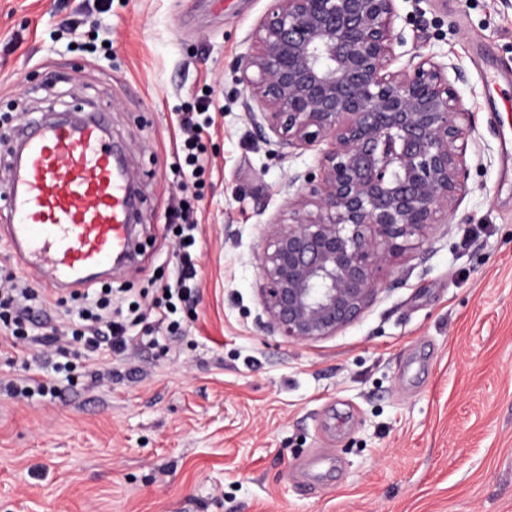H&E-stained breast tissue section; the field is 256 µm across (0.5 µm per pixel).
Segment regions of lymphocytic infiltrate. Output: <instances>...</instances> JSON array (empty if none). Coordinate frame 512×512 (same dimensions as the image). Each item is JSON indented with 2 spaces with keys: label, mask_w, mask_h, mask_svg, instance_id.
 <instances>
[{
  "label": "lymphocytic infiltrate",
  "mask_w": 512,
  "mask_h": 512,
  "mask_svg": "<svg viewBox=\"0 0 512 512\" xmlns=\"http://www.w3.org/2000/svg\"><path fill=\"white\" fill-rule=\"evenodd\" d=\"M167 222L177 225V237L181 241V266L174 283L165 284L163 295L149 301L145 309H132L128 321L115 319L112 309L113 289L109 286L76 290L71 294L73 305L67 326L56 329L48 337L54 359L55 372L70 368L67 360L70 347L85 344L92 347L108 346L115 354L127 349L126 331L128 323L139 322L144 311L150 310L160 320H168L176 314L179 304L189 302L196 292L197 268L190 250L189 241L194 237L193 221L180 219L178 212H171ZM52 305V297L46 289L21 280L13 273L0 276V326L10 332L13 342L20 343L29 338L28 327L38 321Z\"/></svg>",
  "instance_id": "f902f5d3"
}]
</instances>
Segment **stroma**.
I'll return each instance as SVG.
<instances>
[{"mask_svg":"<svg viewBox=\"0 0 512 512\" xmlns=\"http://www.w3.org/2000/svg\"><path fill=\"white\" fill-rule=\"evenodd\" d=\"M270 0H0V169L20 117L107 113L139 200L134 262L104 284L128 299L176 276L174 228L197 223L200 295L175 326L147 318L129 355L79 349L69 375L39 370L67 323L35 342L0 331V512H512V6L398 0L406 55L459 69L475 116L465 197L381 273L370 309L335 336L264 328L258 257L288 219L289 176L319 148L281 150L246 117L236 61ZM211 95L205 171L181 192L179 122ZM111 371L99 385L91 373Z\"/></svg>","mask_w":512,"mask_h":512,"instance_id":"1","label":"stroma"}]
</instances>
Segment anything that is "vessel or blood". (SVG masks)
I'll return each mask as SVG.
<instances>
[{
  "label": "vessel or blood",
  "mask_w": 512,
  "mask_h": 512,
  "mask_svg": "<svg viewBox=\"0 0 512 512\" xmlns=\"http://www.w3.org/2000/svg\"><path fill=\"white\" fill-rule=\"evenodd\" d=\"M17 143L5 173L6 236L21 268L61 291L134 253L129 177L102 113L32 120Z\"/></svg>",
  "instance_id": "1"
}]
</instances>
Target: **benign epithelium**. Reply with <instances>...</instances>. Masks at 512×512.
<instances>
[{"instance_id": "benign-epithelium-1", "label": "benign epithelium", "mask_w": 512, "mask_h": 512, "mask_svg": "<svg viewBox=\"0 0 512 512\" xmlns=\"http://www.w3.org/2000/svg\"><path fill=\"white\" fill-rule=\"evenodd\" d=\"M397 0H272L241 58L250 121L291 150L324 142L288 180V221L259 258L266 327L290 343L336 335L366 312L402 243L457 210L474 119L433 56L398 67Z\"/></svg>"}]
</instances>
